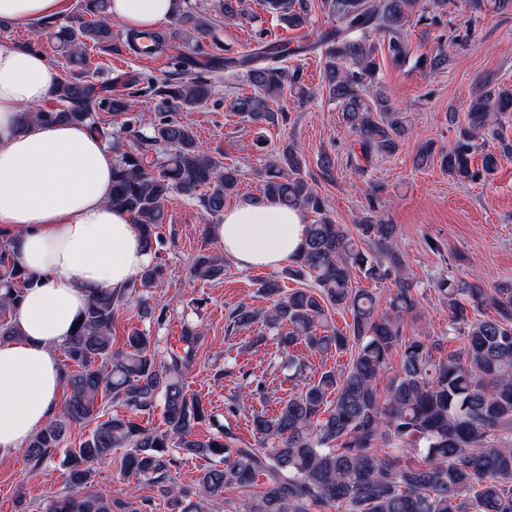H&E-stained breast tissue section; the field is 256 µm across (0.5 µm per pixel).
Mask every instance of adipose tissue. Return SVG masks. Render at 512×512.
<instances>
[{"instance_id": "1", "label": "adipose tissue", "mask_w": 512, "mask_h": 512, "mask_svg": "<svg viewBox=\"0 0 512 512\" xmlns=\"http://www.w3.org/2000/svg\"><path fill=\"white\" fill-rule=\"evenodd\" d=\"M68 9L69 0H0V18L21 25ZM109 14L126 29H152L171 21L173 0H110ZM57 80L44 55L0 46V234L38 280L17 312L19 337L0 342V454L56 418L58 348L91 289L122 291L150 260L136 225L109 202L112 148L84 125L23 124V111L46 104ZM306 229L300 209L246 198L209 233L237 268L276 270L300 253Z\"/></svg>"}]
</instances>
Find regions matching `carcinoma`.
I'll use <instances>...</instances> for the list:
<instances>
[{
	"mask_svg": "<svg viewBox=\"0 0 512 512\" xmlns=\"http://www.w3.org/2000/svg\"><path fill=\"white\" fill-rule=\"evenodd\" d=\"M109 0H79L73 23L54 26L45 21L46 35L69 64L85 61L91 43L112 40ZM290 29L304 30L313 3L334 20L332 28L312 32L313 39L290 46L286 40L259 37L256 48L224 57V71L241 78L252 92L230 100L228 108L255 126L286 122L288 113L269 102L284 91L306 101L310 92L300 70L288 69L290 55L319 51L324 56V85L341 109L358 150L349 165L362 171L359 159L393 156L407 135L401 111L378 84L376 60L381 46L397 62L409 49L405 27L448 15L455 0H264ZM177 28L126 32L125 45L134 54H160L182 33L179 25L194 23L206 39L209 29L194 14L190 0H173ZM469 20L492 8L512 11V0H463ZM224 17H245L244 0H224ZM157 100L151 130L104 122L97 112L119 116L136 98ZM211 97V79L197 71V61L174 58V70L162 82L142 76L124 82L122 92L106 95L79 75L65 71L52 93L53 109L24 115L25 122H67L86 125L112 147L130 139V149L112 167L111 204L125 210L140 230L151 260L138 282L122 294L90 291L79 326L60 345L67 396L56 419L40 428L20 450L34 470L62 447L69 429L89 424L90 435L66 450L63 491L50 499L44 512H125L126 503L104 490L92 489L94 466L107 462L112 449L126 448L124 470L153 483L171 512H220L227 488L259 490L243 504V512H512V279L486 291L457 278H441L434 290L448 301V334L465 340L464 351L436 355L440 342L428 336H403L400 320L419 305L423 293L406 277V259L394 244L396 225L371 216L357 225L353 237L335 223L324 199L309 184L303 159L292 142H283L264 171L263 196L312 215L300 254L278 276L258 282L260 295L271 301L264 309L242 303L228 313L230 325L260 324L277 337L288 367L300 369L292 350L300 347L324 357L350 352L346 368L321 370L298 394L280 400L278 412L251 414L255 443L242 441L230 425L217 426L206 438L196 434L202 422L214 421L201 399L187 387L201 332L182 325L179 345L165 354L145 332L132 328L114 347L112 328L119 308L139 302L143 318L163 321L166 306L149 303L144 292L161 283L166 265L160 249L165 202L174 192L195 198L211 216L224 212V199L238 187L240 170L197 150L190 114ZM467 124L448 150L426 147L414 158L423 168L437 160L458 179L473 181L494 174L501 161L512 158V146L488 150L481 169L471 168L477 139L500 138L502 119L512 114V88L495 87L485 77L466 107ZM370 280L394 279L396 291L389 310L378 308L375 295L353 284L355 272ZM193 278L217 281L224 276L223 257L197 254L190 265ZM303 287L286 291L282 279ZM35 277L10 259L0 242V341L19 336L15 311ZM350 312L348 329L337 328L328 308ZM490 307L494 315L482 314ZM401 366L390 371L396 350ZM391 374L386 389L381 377ZM125 412H108L103 402ZM162 404V426L145 427ZM217 457L224 467H211L199 484L200 499L171 483L178 456Z\"/></svg>",
	"mask_w": 512,
	"mask_h": 512,
	"instance_id": "1",
	"label": "carcinoma"
}]
</instances>
